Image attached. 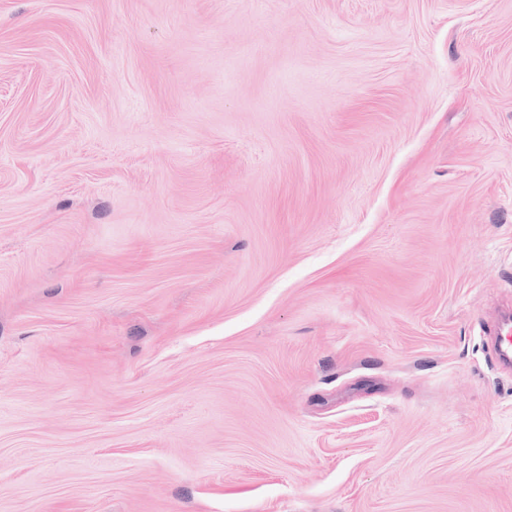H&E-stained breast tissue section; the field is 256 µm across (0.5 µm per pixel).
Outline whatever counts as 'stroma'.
I'll return each mask as SVG.
<instances>
[{
	"label": "stroma",
	"instance_id": "1",
	"mask_svg": "<svg viewBox=\"0 0 512 512\" xmlns=\"http://www.w3.org/2000/svg\"><path fill=\"white\" fill-rule=\"evenodd\" d=\"M512 0H0V512H512ZM494 342L496 352L503 366H511L512 344L511 335L512 327L510 318L497 320L489 329Z\"/></svg>",
	"mask_w": 512,
	"mask_h": 512
}]
</instances>
